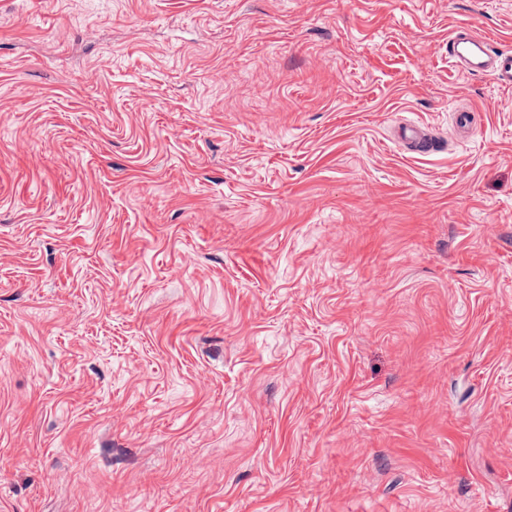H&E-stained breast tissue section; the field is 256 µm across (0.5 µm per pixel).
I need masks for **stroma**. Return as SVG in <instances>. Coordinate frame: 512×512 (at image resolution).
Returning <instances> with one entry per match:
<instances>
[{
    "label": "stroma",
    "mask_w": 512,
    "mask_h": 512,
    "mask_svg": "<svg viewBox=\"0 0 512 512\" xmlns=\"http://www.w3.org/2000/svg\"><path fill=\"white\" fill-rule=\"evenodd\" d=\"M459 26L512 0H0V512H512V91ZM448 63L472 76L489 74L498 84L512 86V49L493 46L472 28L458 27L451 32Z\"/></svg>",
    "instance_id": "stroma-1"
}]
</instances>
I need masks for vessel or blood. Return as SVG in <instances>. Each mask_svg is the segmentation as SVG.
<instances>
[{"mask_svg":"<svg viewBox=\"0 0 512 512\" xmlns=\"http://www.w3.org/2000/svg\"><path fill=\"white\" fill-rule=\"evenodd\" d=\"M448 61L470 75H489L498 84L512 86V49L493 46L472 28L459 27L451 32Z\"/></svg>","mask_w":512,"mask_h":512,"instance_id":"vessel-or-blood-1","label":"vessel or blood"}]
</instances>
